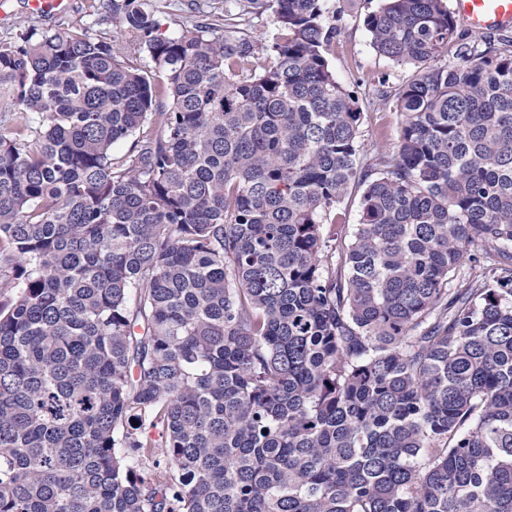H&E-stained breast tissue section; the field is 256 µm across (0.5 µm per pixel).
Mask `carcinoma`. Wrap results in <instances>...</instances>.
<instances>
[{
	"label": "carcinoma",
	"mask_w": 512,
	"mask_h": 512,
	"mask_svg": "<svg viewBox=\"0 0 512 512\" xmlns=\"http://www.w3.org/2000/svg\"><path fill=\"white\" fill-rule=\"evenodd\" d=\"M327 2L0 42V512H512V37L381 0L366 158ZM362 189H353L349 198L341 204L337 210V223L338 224H349V231L351 232L354 224L358 223L359 220V198Z\"/></svg>",
	"instance_id": "cac0c4a2"
}]
</instances>
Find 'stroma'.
<instances>
[{
  "mask_svg": "<svg viewBox=\"0 0 512 512\" xmlns=\"http://www.w3.org/2000/svg\"><path fill=\"white\" fill-rule=\"evenodd\" d=\"M93 0H71L60 15L37 16L27 9L26 0H0V42H9L20 33L76 30L90 19ZM379 0H329L342 29L329 52L337 79L359 97L364 120L361 126V152L371 155L378 144L395 146L402 117L393 100L380 96L381 90H394L408 80L413 70L380 56L371 44L363 20L375 10Z\"/></svg>",
  "mask_w": 512,
  "mask_h": 512,
  "instance_id": "obj_1",
  "label": "stroma"
}]
</instances>
